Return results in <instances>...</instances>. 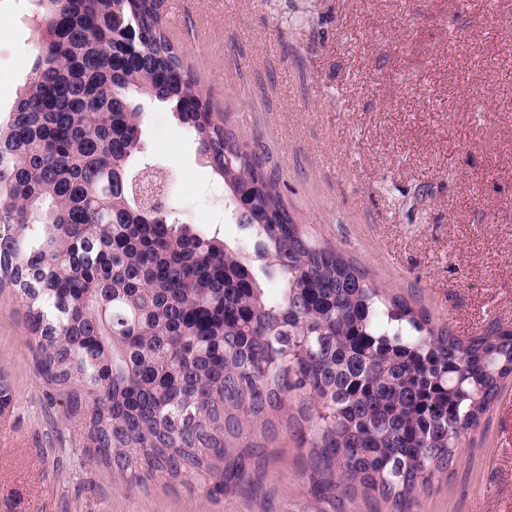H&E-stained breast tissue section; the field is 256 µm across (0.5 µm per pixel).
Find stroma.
<instances>
[{"mask_svg":"<svg viewBox=\"0 0 512 512\" xmlns=\"http://www.w3.org/2000/svg\"><path fill=\"white\" fill-rule=\"evenodd\" d=\"M34 0H0V113L32 78ZM171 38L224 126L264 154L298 223L462 339L512 328V0H168ZM142 162L183 223L233 242L224 184L169 107L142 104ZM0 512H393L320 493L290 414L224 433L247 480L117 471L51 418L25 308L0 290ZM411 512H512V377Z\"/></svg>","mask_w":512,"mask_h":512,"instance_id":"obj_1","label":"stroma"}]
</instances>
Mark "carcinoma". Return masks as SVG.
<instances>
[{"label": "carcinoma", "instance_id": "1", "mask_svg": "<svg viewBox=\"0 0 512 512\" xmlns=\"http://www.w3.org/2000/svg\"><path fill=\"white\" fill-rule=\"evenodd\" d=\"M164 0H38L33 77L0 113V288L25 307L49 406L126 482L216 471L224 428L297 413L324 488L409 512L512 377V330L462 341L295 221L268 159L212 112ZM147 97L189 125L250 246L151 203ZM242 451L220 478L245 477Z\"/></svg>", "mask_w": 512, "mask_h": 512}]
</instances>
